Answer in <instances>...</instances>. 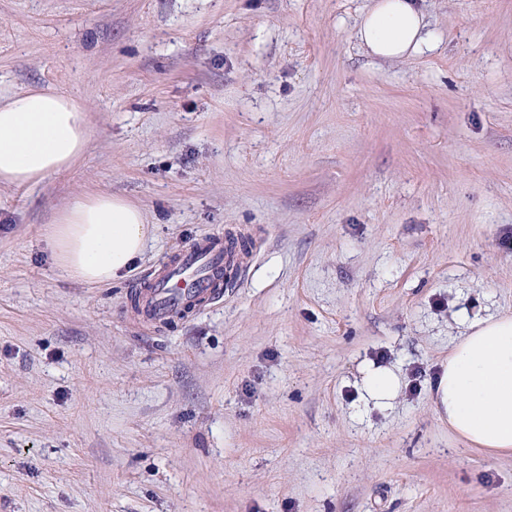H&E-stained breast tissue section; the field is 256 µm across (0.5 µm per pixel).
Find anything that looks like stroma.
Here are the masks:
<instances>
[{
    "label": "stroma",
    "instance_id": "1",
    "mask_svg": "<svg viewBox=\"0 0 512 512\" xmlns=\"http://www.w3.org/2000/svg\"><path fill=\"white\" fill-rule=\"evenodd\" d=\"M419 4L431 48L383 63L369 0H0V96L90 130L0 185V512H512V456L432 402L467 323L512 312V0ZM99 192L155 226L101 287L42 241ZM209 235L247 244L228 286L148 321L145 280ZM359 390L364 407L368 410L391 409L404 386L401 373L392 365L366 361L359 367Z\"/></svg>",
    "mask_w": 512,
    "mask_h": 512
}]
</instances>
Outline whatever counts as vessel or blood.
Returning <instances> with one entry per match:
<instances>
[{
  "mask_svg": "<svg viewBox=\"0 0 512 512\" xmlns=\"http://www.w3.org/2000/svg\"><path fill=\"white\" fill-rule=\"evenodd\" d=\"M229 259L227 249L216 239L205 237L189 246L153 280L145 307L147 319L164 323L196 310L211 295L215 273Z\"/></svg>",
  "mask_w": 512,
  "mask_h": 512,
  "instance_id": "1",
  "label": "vessel or blood"
}]
</instances>
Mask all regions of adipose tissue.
<instances>
[{"label":"adipose tissue","instance_id":"1","mask_svg":"<svg viewBox=\"0 0 512 512\" xmlns=\"http://www.w3.org/2000/svg\"><path fill=\"white\" fill-rule=\"evenodd\" d=\"M416 0H372L355 36L387 62L428 44ZM89 130L78 103L43 89L0 98V183L34 185L81 158ZM154 232L125 198L95 194L62 207L44 240L54 267L69 279L102 286L122 279ZM359 390L369 410L391 409L404 386L391 365H360ZM433 404L458 439L486 454L512 453V314L472 321L451 346L435 382Z\"/></svg>","mask_w":512,"mask_h":512}]
</instances>
